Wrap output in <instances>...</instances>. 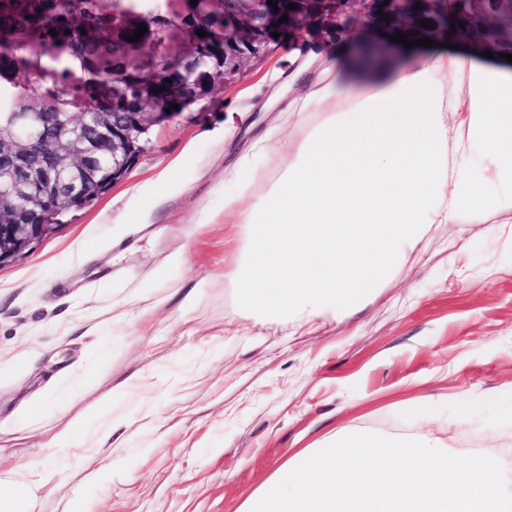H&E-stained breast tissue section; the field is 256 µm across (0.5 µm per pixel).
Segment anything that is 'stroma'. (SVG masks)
Returning <instances> with one entry per match:
<instances>
[{"label": "stroma", "instance_id": "stroma-1", "mask_svg": "<svg viewBox=\"0 0 512 512\" xmlns=\"http://www.w3.org/2000/svg\"><path fill=\"white\" fill-rule=\"evenodd\" d=\"M350 26L272 40L210 101L154 128L123 180L0 265L1 477L54 460L46 437L107 406L150 420L93 490L95 512H237L339 427L432 428L453 454L492 448L512 471L511 210L433 225L382 288L311 333L255 323L224 275L225 198L266 195L284 143L322 124L296 87L362 40ZM134 374L150 388L112 398Z\"/></svg>", "mask_w": 512, "mask_h": 512}]
</instances>
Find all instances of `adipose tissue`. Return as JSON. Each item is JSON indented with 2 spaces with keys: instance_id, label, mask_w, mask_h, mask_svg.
I'll return each mask as SVG.
<instances>
[{
  "instance_id": "1",
  "label": "adipose tissue",
  "mask_w": 512,
  "mask_h": 512,
  "mask_svg": "<svg viewBox=\"0 0 512 512\" xmlns=\"http://www.w3.org/2000/svg\"><path fill=\"white\" fill-rule=\"evenodd\" d=\"M303 106L324 122L286 145L281 180L237 211L243 247L230 276L257 323L345 314L409 260L432 225L512 208V70L439 51L365 78L339 57ZM139 429L134 419L61 428L45 445L62 465L32 461L23 482L0 480V512H37L64 470L96 486L105 468L84 463L77 448L92 436L116 451Z\"/></svg>"
}]
</instances>
